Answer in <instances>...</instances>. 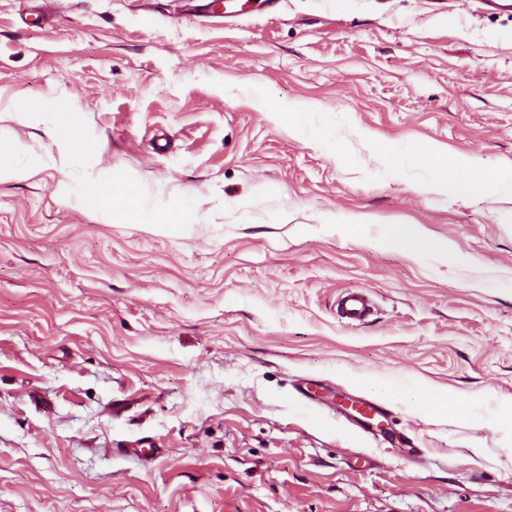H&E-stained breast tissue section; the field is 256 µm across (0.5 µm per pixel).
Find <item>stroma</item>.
Listing matches in <instances>:
<instances>
[{
  "label": "stroma",
  "instance_id": "stroma-1",
  "mask_svg": "<svg viewBox=\"0 0 512 512\" xmlns=\"http://www.w3.org/2000/svg\"><path fill=\"white\" fill-rule=\"evenodd\" d=\"M258 90L352 122L299 134ZM59 98L81 144L50 132ZM0 139L27 168L0 175V512H512V201L415 192L384 153L512 167V8L257 0L227 23L194 0H0ZM113 175L180 223L77 195ZM384 224L474 265L378 247ZM359 289L352 327L336 301ZM373 307L372 297L364 290L346 292L337 303L341 318L351 325L362 324L371 315ZM386 391H398L421 410L441 417L473 418V405L458 399L452 392L425 391L410 383L387 384Z\"/></svg>",
  "mask_w": 512,
  "mask_h": 512
}]
</instances>
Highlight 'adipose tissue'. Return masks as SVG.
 I'll use <instances>...</instances> for the list:
<instances>
[{
    "label": "adipose tissue",
    "mask_w": 512,
    "mask_h": 512,
    "mask_svg": "<svg viewBox=\"0 0 512 512\" xmlns=\"http://www.w3.org/2000/svg\"><path fill=\"white\" fill-rule=\"evenodd\" d=\"M257 103L263 110L274 113L291 128L310 131L318 139L328 135V124L310 127L309 117L314 108L303 100L286 103L275 101L271 93L258 92ZM391 171L401 175L425 169L429 178L414 181L413 187L443 198L461 195L481 196L491 192L500 197L512 199V169L490 172L487 162L477 155L445 154L438 145L415 149H394L388 157ZM378 245L408 253L420 259H433L436 262L456 268L470 265V257L449 240L429 239L418 224L383 225L376 238ZM395 391L404 395L421 410L441 417L469 419L473 416L471 403L461 401L452 392H431L409 383H398Z\"/></svg>",
    "instance_id": "1"
}]
</instances>
